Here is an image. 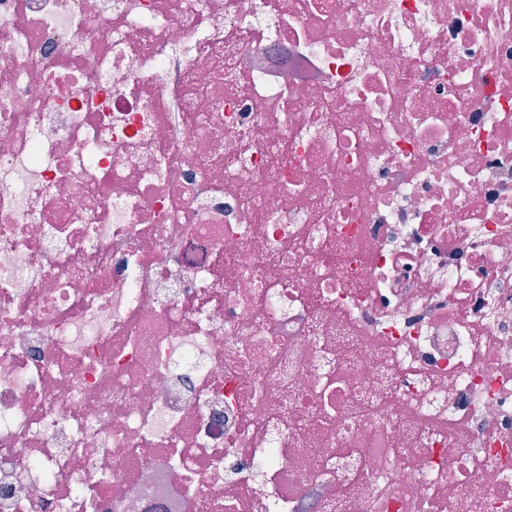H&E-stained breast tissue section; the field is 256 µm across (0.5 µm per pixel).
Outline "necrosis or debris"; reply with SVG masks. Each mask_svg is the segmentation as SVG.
<instances>
[{
  "label": "necrosis or debris",
  "instance_id": "necrosis-or-debris-1",
  "mask_svg": "<svg viewBox=\"0 0 512 512\" xmlns=\"http://www.w3.org/2000/svg\"><path fill=\"white\" fill-rule=\"evenodd\" d=\"M0 512H512V0H0Z\"/></svg>",
  "mask_w": 512,
  "mask_h": 512
}]
</instances>
